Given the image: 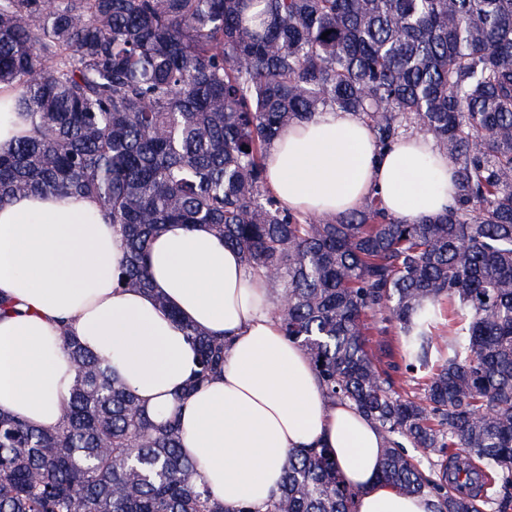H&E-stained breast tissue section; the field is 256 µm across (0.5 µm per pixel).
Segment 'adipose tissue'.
Here are the masks:
<instances>
[{"label":"adipose tissue","mask_w":512,"mask_h":512,"mask_svg":"<svg viewBox=\"0 0 512 512\" xmlns=\"http://www.w3.org/2000/svg\"><path fill=\"white\" fill-rule=\"evenodd\" d=\"M0 84V151L27 135ZM267 182L282 205L304 215H338L368 196L415 221L444 213L455 171L431 137L379 149L355 113L336 109L289 126L265 157ZM121 238L92 198L27 194L0 206V297L17 314L0 318V408L42 429L56 428L75 380L64 350L71 336L92 350L138 397L146 415H174L182 451L224 502L264 508L295 448L329 449L357 493L355 512H429L428 501L377 479L378 429L345 402L318 391L306 353L288 342L265 278L211 226L168 224L152 240L148 288L116 283ZM195 326L225 338L223 371L194 392Z\"/></svg>","instance_id":"obj_1"}]
</instances>
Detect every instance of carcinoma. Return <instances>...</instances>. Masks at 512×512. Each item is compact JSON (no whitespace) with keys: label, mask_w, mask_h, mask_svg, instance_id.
Masks as SVG:
<instances>
[{"label":"carcinoma","mask_w":512,"mask_h":512,"mask_svg":"<svg viewBox=\"0 0 512 512\" xmlns=\"http://www.w3.org/2000/svg\"><path fill=\"white\" fill-rule=\"evenodd\" d=\"M0 84L30 121L0 152V203L96 200L124 288L149 286L165 225H210L271 285L321 395L380 431V480L430 512H512V0H0ZM327 109L382 149L423 129L457 172L448 210L284 208L264 155ZM187 335L192 392L226 344ZM66 351L57 429L0 409V512H256L200 483L176 417H147L77 340ZM355 497L328 449L296 448L266 512H354Z\"/></svg>","instance_id":"1"}]
</instances>
